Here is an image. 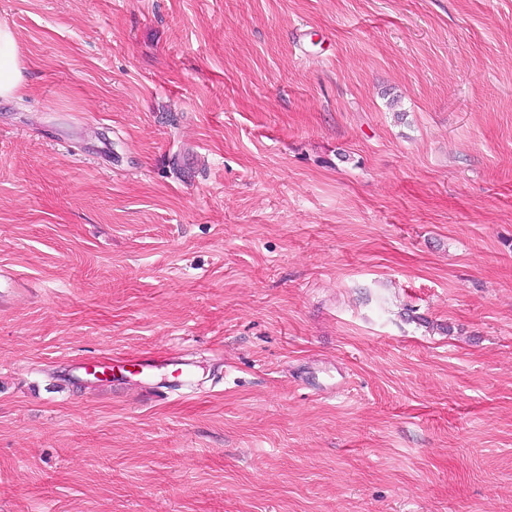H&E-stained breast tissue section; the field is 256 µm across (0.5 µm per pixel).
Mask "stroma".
I'll return each mask as SVG.
<instances>
[{"label":"stroma","mask_w":512,"mask_h":512,"mask_svg":"<svg viewBox=\"0 0 512 512\" xmlns=\"http://www.w3.org/2000/svg\"><path fill=\"white\" fill-rule=\"evenodd\" d=\"M0 21V512H512V0ZM17 42L15 31L6 24H0V100L19 99L28 88ZM133 366H138L140 368V371H138L139 374L144 373L147 376H152L157 371H161L162 369L165 370L169 366H179L176 369L181 371L182 386L190 388L195 386L194 372L191 367L192 364L182 359L163 363L152 358H140Z\"/></svg>","instance_id":"1"}]
</instances>
